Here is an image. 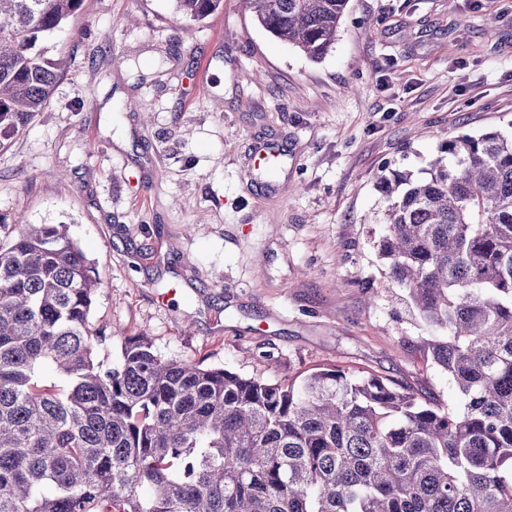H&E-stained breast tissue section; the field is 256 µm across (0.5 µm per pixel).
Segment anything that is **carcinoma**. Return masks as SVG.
I'll return each mask as SVG.
<instances>
[{
	"label": "carcinoma",
	"mask_w": 512,
	"mask_h": 512,
	"mask_svg": "<svg viewBox=\"0 0 512 512\" xmlns=\"http://www.w3.org/2000/svg\"><path fill=\"white\" fill-rule=\"evenodd\" d=\"M242 2L320 60L348 0ZM82 4L0 0V149L48 105L40 43ZM381 190L378 255L457 411L338 367L283 383L166 359L143 333L105 361L119 330L91 321L101 280L68 226L0 224V512H512V138L459 134Z\"/></svg>",
	"instance_id": "carcinoma-1"
}]
</instances>
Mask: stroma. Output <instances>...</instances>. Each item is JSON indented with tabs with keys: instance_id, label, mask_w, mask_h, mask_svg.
I'll return each instance as SVG.
<instances>
[{
	"instance_id": "obj_1",
	"label": "stroma",
	"mask_w": 512,
	"mask_h": 512,
	"mask_svg": "<svg viewBox=\"0 0 512 512\" xmlns=\"http://www.w3.org/2000/svg\"><path fill=\"white\" fill-rule=\"evenodd\" d=\"M84 0L44 41L64 71L0 149V222L66 224L102 286L93 321L157 352L291 382L338 366L456 410L429 330L379 260L393 169L453 136L512 137V0H348L315 61L240 0ZM285 152L275 180L256 144ZM177 19L201 21L215 13L223 5V0H174Z\"/></svg>"
}]
</instances>
